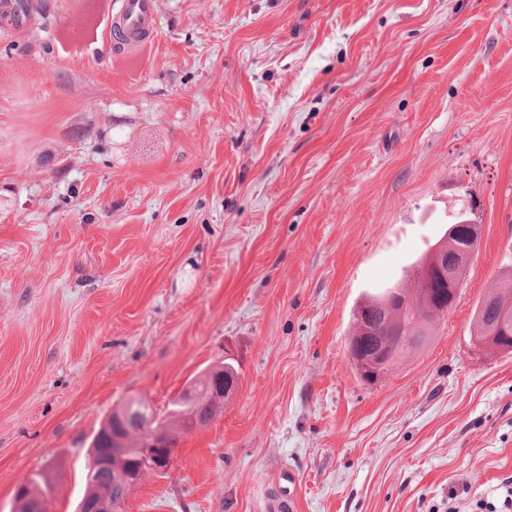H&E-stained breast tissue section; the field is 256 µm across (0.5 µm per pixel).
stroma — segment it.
<instances>
[{"instance_id":"obj_1","label":"stroma","mask_w":512,"mask_h":512,"mask_svg":"<svg viewBox=\"0 0 512 512\" xmlns=\"http://www.w3.org/2000/svg\"><path fill=\"white\" fill-rule=\"evenodd\" d=\"M94 2L0 22V512L40 472L76 512L113 408L228 355L222 414L118 512H496L512 355L470 329L512 265V0H156L132 57L63 39ZM460 216L455 305L363 380L354 307Z\"/></svg>"}]
</instances>
